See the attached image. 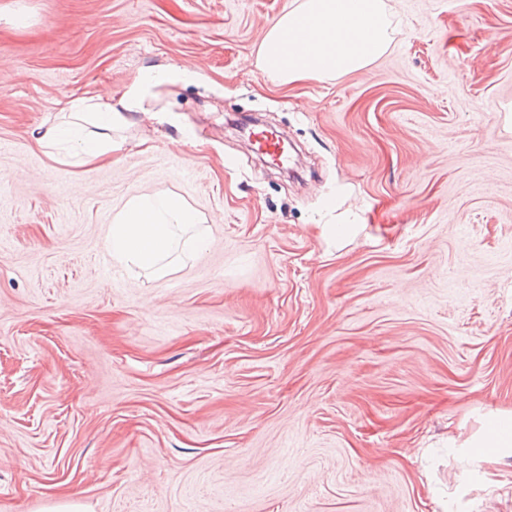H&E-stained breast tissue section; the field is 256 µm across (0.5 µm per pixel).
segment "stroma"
<instances>
[{"label":"stroma","instance_id":"35a3bbf8","mask_svg":"<svg viewBox=\"0 0 512 512\" xmlns=\"http://www.w3.org/2000/svg\"><path fill=\"white\" fill-rule=\"evenodd\" d=\"M292 0H0V512H512V0H386L367 68L280 85ZM176 69L74 167L67 98ZM288 141L287 166L232 126ZM210 228L155 277L109 224ZM195 209L176 194L165 192L131 198L110 224L105 247L117 262L165 276V260L183 247L189 253L202 248L209 226L200 224ZM472 448H491L497 451L512 448V413L498 414L484 423Z\"/></svg>","mask_w":512,"mask_h":512}]
</instances>
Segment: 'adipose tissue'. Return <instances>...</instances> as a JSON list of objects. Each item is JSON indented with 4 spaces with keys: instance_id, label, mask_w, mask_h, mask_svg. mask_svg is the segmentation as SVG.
Wrapping results in <instances>:
<instances>
[{
    "instance_id": "adipose-tissue-1",
    "label": "adipose tissue",
    "mask_w": 512,
    "mask_h": 512,
    "mask_svg": "<svg viewBox=\"0 0 512 512\" xmlns=\"http://www.w3.org/2000/svg\"><path fill=\"white\" fill-rule=\"evenodd\" d=\"M390 25L384 0H296L261 41L257 66L282 85L356 72L388 49ZM171 77V70L148 66L120 101L96 91L69 98L39 145L48 156L80 166L111 158L112 130L124 123V111L138 110L145 91ZM208 236L196 210L165 192L128 200L110 225L105 246L117 262L163 276L175 249L197 252Z\"/></svg>"
}]
</instances>
